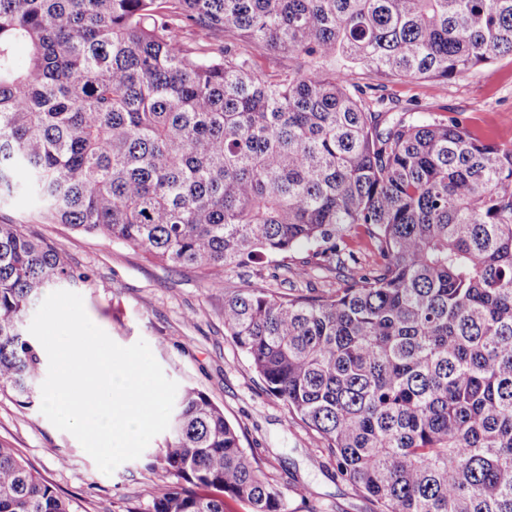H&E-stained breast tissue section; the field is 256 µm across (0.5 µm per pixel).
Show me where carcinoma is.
<instances>
[{"instance_id": "cac0c4a2", "label": "carcinoma", "mask_w": 512, "mask_h": 512, "mask_svg": "<svg viewBox=\"0 0 512 512\" xmlns=\"http://www.w3.org/2000/svg\"><path fill=\"white\" fill-rule=\"evenodd\" d=\"M253 49L288 65L259 72ZM504 54L512 0H0V203L24 190L49 223L213 288L256 263L347 269L333 292L230 291L226 335L370 512H512V147L391 116L352 82ZM359 229L365 272L344 241ZM87 278L0 224V393L33 397L27 314ZM149 459L170 477L151 512H288L201 390ZM0 512L71 509L0 445ZM347 248L354 252L358 258L359 266L368 270L375 266L377 262V253L370 239L359 230L346 238Z\"/></svg>"}]
</instances>
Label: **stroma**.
Instances as JSON below:
<instances>
[{"label":"stroma","mask_w":512,"mask_h":512,"mask_svg":"<svg viewBox=\"0 0 512 512\" xmlns=\"http://www.w3.org/2000/svg\"><path fill=\"white\" fill-rule=\"evenodd\" d=\"M353 78L382 85L393 113L428 120L453 115L485 139L512 146L511 55L448 81H400L368 70L355 71ZM0 223L55 245L86 271L88 279L76 291L92 322L119 345L145 340L169 379L205 392L221 406L243 446L256 449L265 474L279 482L289 512H370L369 503L329 463L320 437L265 392L249 359L224 334L226 289L260 284L330 291L342 285L343 271H320L303 282L258 265L229 271L223 287L212 288L194 269H172L127 246L45 223L21 194L0 206ZM0 445L15 449L73 512H99L105 503L112 512H150L169 482L143 457L102 473L72 434L42 414L40 403L25 405L10 394H0Z\"/></svg>","instance_id":"35a3bbf8"}]
</instances>
